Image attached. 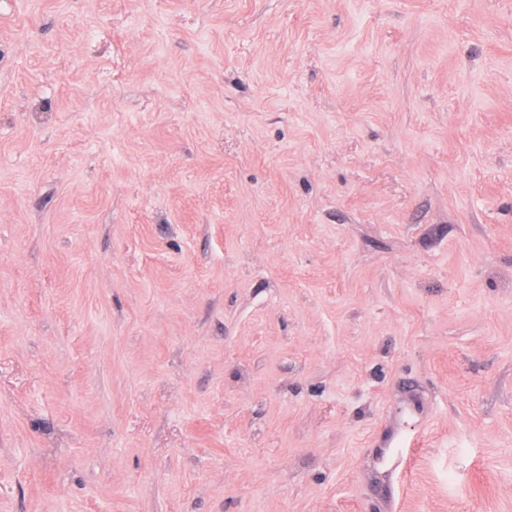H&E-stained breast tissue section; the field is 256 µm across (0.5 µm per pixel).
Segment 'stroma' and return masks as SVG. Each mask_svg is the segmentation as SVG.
Wrapping results in <instances>:
<instances>
[{"mask_svg": "<svg viewBox=\"0 0 512 512\" xmlns=\"http://www.w3.org/2000/svg\"><path fill=\"white\" fill-rule=\"evenodd\" d=\"M0 512H512V0H0ZM420 445L418 436L403 435L399 432H393L387 439V447L391 448L390 467L388 472L393 476L398 472L400 479L410 463L411 457Z\"/></svg>", "mask_w": 512, "mask_h": 512, "instance_id": "1", "label": "stroma"}]
</instances>
